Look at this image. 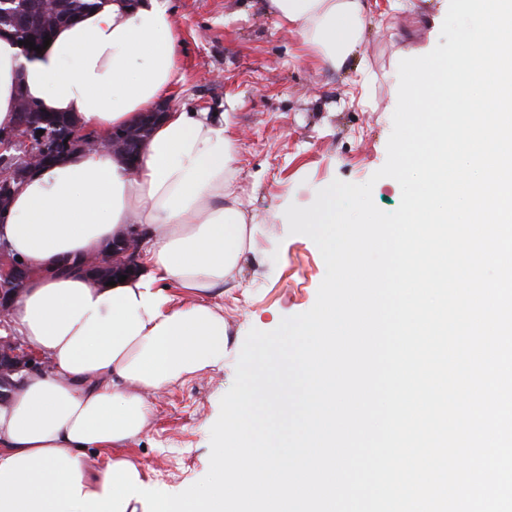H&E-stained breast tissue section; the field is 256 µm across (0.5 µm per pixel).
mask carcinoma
Wrapping results in <instances>:
<instances>
[{
  "label": "carcinoma",
  "mask_w": 512,
  "mask_h": 512,
  "mask_svg": "<svg viewBox=\"0 0 512 512\" xmlns=\"http://www.w3.org/2000/svg\"><path fill=\"white\" fill-rule=\"evenodd\" d=\"M110 0H3L0 3V33L7 32L18 41L29 40L41 47L45 38L55 30L71 21L80 13L101 8ZM17 104L27 105V111L21 116L30 123L44 120L54 125L58 136L71 133L76 119L72 116L47 113L38 103L20 93Z\"/></svg>",
  "instance_id": "carcinoma-1"
}]
</instances>
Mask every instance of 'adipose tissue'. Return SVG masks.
Returning <instances> with one entry per match:
<instances>
[{
    "label": "adipose tissue",
    "mask_w": 512,
    "mask_h": 512,
    "mask_svg": "<svg viewBox=\"0 0 512 512\" xmlns=\"http://www.w3.org/2000/svg\"><path fill=\"white\" fill-rule=\"evenodd\" d=\"M368 0H267L314 58L338 68L361 39ZM180 80L169 0H111L59 27L34 60L0 38V126L19 91L43 111L107 135L136 122ZM236 137L224 113H170L136 164L106 151L62 155L33 170L0 221L34 270L11 328L52 368L29 374L0 406V465L42 449L69 458L111 452L146 430L151 400L220 366L227 323L212 299L258 258L255 215L240 206ZM135 231L140 272L109 286L72 272L79 259Z\"/></svg>",
    "instance_id": "adipose-tissue-1"
}]
</instances>
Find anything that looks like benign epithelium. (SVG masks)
Returning a JSON list of instances; mask_svg holds the SVG:
<instances>
[{
	"mask_svg": "<svg viewBox=\"0 0 512 512\" xmlns=\"http://www.w3.org/2000/svg\"><path fill=\"white\" fill-rule=\"evenodd\" d=\"M166 112V107L159 104L142 113L136 124L114 129L106 138L79 130L68 137L65 143L57 136L34 131L19 119L11 126L0 127V193L9 195L20 187V171L30 172L39 161L48 162L63 154L110 150L114 154L122 153L134 158ZM137 249V238L130 233L93 254L92 260L83 266V271L91 276L99 271L104 274L133 273L137 270ZM30 277L29 267L17 260L7 244L0 240V327L4 326L10 314L12 301ZM50 368L47 358L30 350L22 337L11 331L0 335V406L7 403L26 374L46 372Z\"/></svg>",
	"mask_w": 512,
	"mask_h": 512,
	"instance_id": "obj_1",
	"label": "benign epithelium"
}]
</instances>
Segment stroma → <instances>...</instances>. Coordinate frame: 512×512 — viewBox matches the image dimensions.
I'll return each instance as SVG.
<instances>
[{"label": "stroma", "instance_id": "35a3bbf8", "mask_svg": "<svg viewBox=\"0 0 512 512\" xmlns=\"http://www.w3.org/2000/svg\"><path fill=\"white\" fill-rule=\"evenodd\" d=\"M360 44L341 69L305 53L265 0H170L181 80L170 109L224 111L237 138L235 167L260 249L241 287L219 298L228 357L163 392L147 431L129 448L154 489L176 494L209 469L210 430L251 329L274 330L315 303L326 265L307 236L276 214L310 206L333 180H373L387 158L398 65L432 51L449 0H370Z\"/></svg>", "mask_w": 512, "mask_h": 512}]
</instances>
